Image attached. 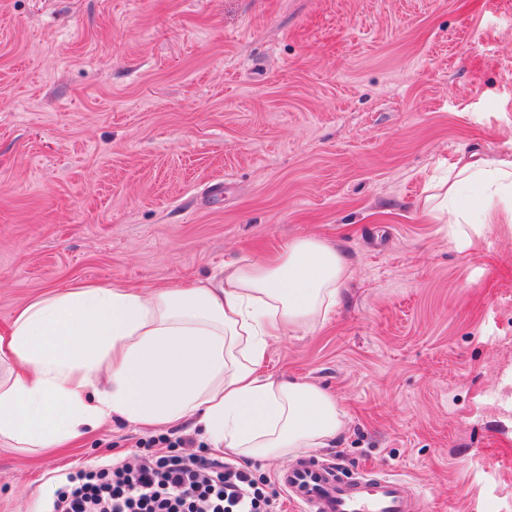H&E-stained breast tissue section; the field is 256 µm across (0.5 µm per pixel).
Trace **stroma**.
<instances>
[{
    "label": "stroma",
    "mask_w": 512,
    "mask_h": 512,
    "mask_svg": "<svg viewBox=\"0 0 512 512\" xmlns=\"http://www.w3.org/2000/svg\"><path fill=\"white\" fill-rule=\"evenodd\" d=\"M512 159V0H0V330L77 282L175 288L314 236L336 307L266 370L344 412L319 454L512 512V208L427 215L461 158ZM120 421L0 444V512L159 437Z\"/></svg>",
    "instance_id": "1"
}]
</instances>
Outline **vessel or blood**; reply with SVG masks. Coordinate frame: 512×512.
I'll return each instance as SVG.
<instances>
[{
  "label": "vessel or blood",
  "mask_w": 512,
  "mask_h": 512,
  "mask_svg": "<svg viewBox=\"0 0 512 512\" xmlns=\"http://www.w3.org/2000/svg\"><path fill=\"white\" fill-rule=\"evenodd\" d=\"M279 478L300 512H420L409 482L372 470L344 480L334 464L309 457Z\"/></svg>",
  "instance_id": "obj_1"
}]
</instances>
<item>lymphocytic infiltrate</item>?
I'll return each mask as SVG.
<instances>
[{"label":"lymphocytic infiltrate","mask_w":512,"mask_h":512,"mask_svg":"<svg viewBox=\"0 0 512 512\" xmlns=\"http://www.w3.org/2000/svg\"><path fill=\"white\" fill-rule=\"evenodd\" d=\"M191 436L178 437V454L157 449L131 466L79 474L58 492L51 512H280L247 467L192 453Z\"/></svg>","instance_id":"obj_1"}]
</instances>
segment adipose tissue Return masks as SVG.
<instances>
[{"instance_id": "adipose-tissue-1", "label": "adipose tissue", "mask_w": 512, "mask_h": 512, "mask_svg": "<svg viewBox=\"0 0 512 512\" xmlns=\"http://www.w3.org/2000/svg\"><path fill=\"white\" fill-rule=\"evenodd\" d=\"M512 201V160L462 159L428 212L450 234L469 215ZM349 270L324 241L301 238L223 279L150 291L77 283L21 306L0 334V440L48 448L110 418L134 425L195 420L212 447L245 460L324 448L343 421L316 384L261 373L272 337L322 324Z\"/></svg>"}]
</instances>
